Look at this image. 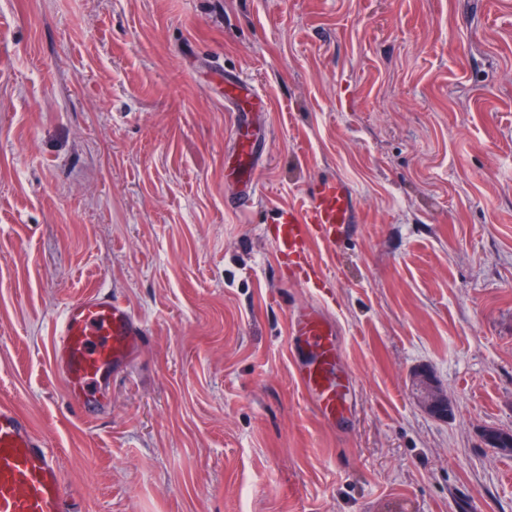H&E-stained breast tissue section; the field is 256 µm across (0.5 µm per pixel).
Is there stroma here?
<instances>
[{
    "instance_id": "1",
    "label": "stroma",
    "mask_w": 512,
    "mask_h": 512,
    "mask_svg": "<svg viewBox=\"0 0 512 512\" xmlns=\"http://www.w3.org/2000/svg\"><path fill=\"white\" fill-rule=\"evenodd\" d=\"M233 76L270 103L247 212ZM328 178L358 221L310 284L268 229ZM98 289L148 336L89 419L50 350ZM312 305L340 329L333 426L290 359ZM1 400L71 512H512L482 439L512 431V0H0ZM414 389L419 402L422 407L435 416H443L444 412L442 409L446 407L447 415L448 409L451 413V408L448 406L447 401L439 395L434 385L431 383V379L424 373L418 374L414 379Z\"/></svg>"
}]
</instances>
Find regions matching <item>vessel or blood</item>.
Masks as SVG:
<instances>
[{"mask_svg":"<svg viewBox=\"0 0 512 512\" xmlns=\"http://www.w3.org/2000/svg\"><path fill=\"white\" fill-rule=\"evenodd\" d=\"M224 101L253 110L268 107L266 99L238 78L226 82ZM256 144V138L239 131L228 158L226 174L241 185L236 201L240 207L256 192L250 164ZM355 208L356 200L343 182L321 181L310 205L277 211L273 219L277 256L303 273L313 272V243L334 242L344 225L351 223ZM290 333L300 384L322 419L335 422L343 406L339 384L332 376L338 334L334 320L312 306L292 317ZM146 334L144 320L109 292H92L64 308L53 332V365L75 409L87 412L93 391L102 389L137 352ZM0 512H68L48 438L8 402L0 403Z\"/></svg>","mask_w":512,"mask_h":512,"instance_id":"vessel-or-blood-1","label":"vessel or blood"}]
</instances>
